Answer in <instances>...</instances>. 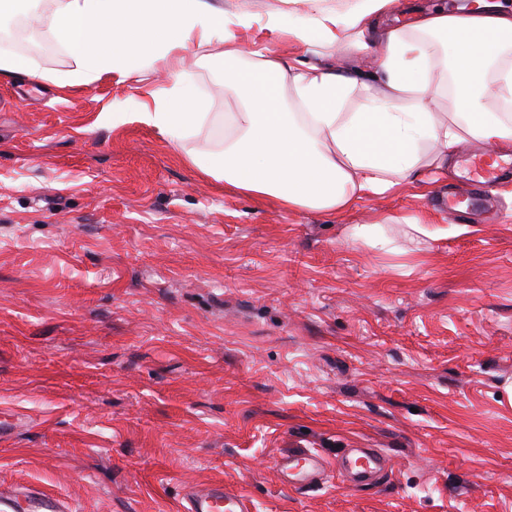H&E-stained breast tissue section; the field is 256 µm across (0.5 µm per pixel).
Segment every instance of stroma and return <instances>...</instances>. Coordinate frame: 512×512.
<instances>
[{"mask_svg":"<svg viewBox=\"0 0 512 512\" xmlns=\"http://www.w3.org/2000/svg\"><path fill=\"white\" fill-rule=\"evenodd\" d=\"M214 4L285 27L357 0ZM186 65L204 111H237L218 63ZM175 81H0V485L70 512H174L218 478L252 512H512V180L486 224L436 205L453 171L288 211L189 163L222 148L209 124L134 120ZM348 448L388 474L303 492L276 468ZM379 224H354L349 228V236L355 241L362 242L370 247H377L386 244L380 233Z\"/></svg>","mask_w":512,"mask_h":512,"instance_id":"obj_1","label":"stroma"}]
</instances>
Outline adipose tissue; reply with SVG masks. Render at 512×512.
Listing matches in <instances>:
<instances>
[{
	"label": "adipose tissue",
	"mask_w": 512,
	"mask_h": 512,
	"mask_svg": "<svg viewBox=\"0 0 512 512\" xmlns=\"http://www.w3.org/2000/svg\"><path fill=\"white\" fill-rule=\"evenodd\" d=\"M395 2L358 0L348 15L320 11L287 31L307 46L348 41L373 52L381 59L377 73L287 58L268 43L242 49L210 0H53L49 18L28 20L47 23L74 61L60 85L179 72L154 109L137 115L163 134L202 118L195 87L181 75L186 54L213 58L241 107L221 121L222 155H193L190 163L241 194L290 210L336 212L422 168L442 169L463 143L494 148L512 141V120L484 105L488 97L512 98V65L499 64L512 46V11L501 0H480L457 15L438 11L407 28L379 27ZM440 46L452 49L455 83L456 110L445 119L433 111L441 80L428 70ZM356 91L368 95L365 110L344 111ZM290 97L297 111H286Z\"/></svg>",
	"instance_id": "ef3b65f1"
}]
</instances>
